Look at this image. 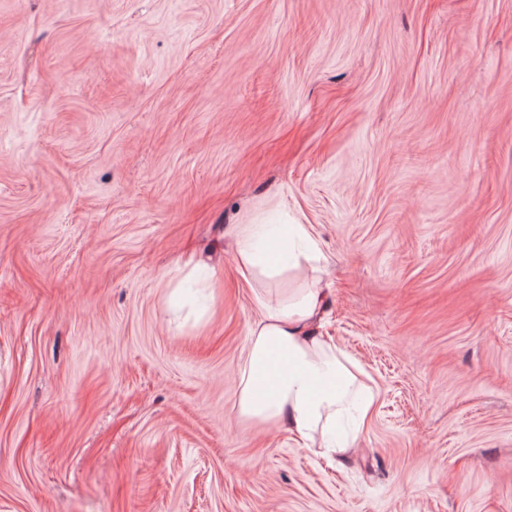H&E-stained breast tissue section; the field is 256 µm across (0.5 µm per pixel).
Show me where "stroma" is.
Returning <instances> with one entry per match:
<instances>
[{"instance_id": "stroma-1", "label": "stroma", "mask_w": 512, "mask_h": 512, "mask_svg": "<svg viewBox=\"0 0 512 512\" xmlns=\"http://www.w3.org/2000/svg\"><path fill=\"white\" fill-rule=\"evenodd\" d=\"M270 224L332 463L235 409ZM0 512H512V0H0ZM288 234L299 244L297 252L288 255V261L272 256H262L260 253L249 250L247 247L237 248V262L241 273L245 277L261 275L267 280H276L289 269L297 267L300 259L309 261L314 258L316 242L307 225L290 224Z\"/></svg>"}]
</instances>
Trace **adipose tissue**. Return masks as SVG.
Returning <instances> with one entry per match:
<instances>
[{
    "label": "adipose tissue",
    "mask_w": 512,
    "mask_h": 512,
    "mask_svg": "<svg viewBox=\"0 0 512 512\" xmlns=\"http://www.w3.org/2000/svg\"><path fill=\"white\" fill-rule=\"evenodd\" d=\"M288 232L299 245L288 259L237 249L242 275L272 281L300 261L313 259L316 242L307 225H289ZM328 296L317 279L282 304L271 303L267 293L258 294L263 313L249 331L237 372L236 410L240 417L287 430L301 447L318 448L322 457L333 460L352 449L351 442L331 439L337 421L353 402L362 401L368 410L374 399L345 353L316 334Z\"/></svg>",
    "instance_id": "ef3b65f1"
}]
</instances>
